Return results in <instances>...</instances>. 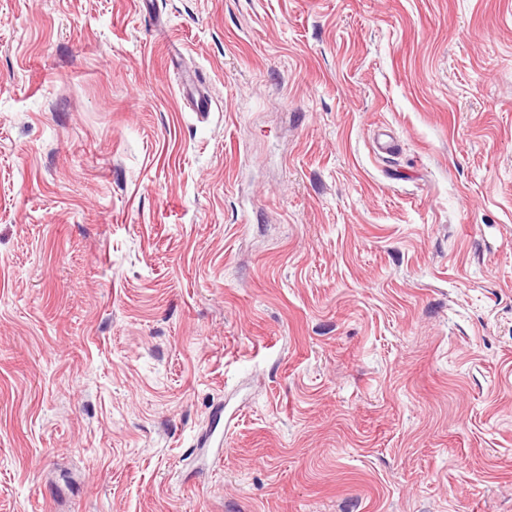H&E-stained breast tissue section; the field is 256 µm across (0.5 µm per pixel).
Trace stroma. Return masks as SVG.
Wrapping results in <instances>:
<instances>
[{
    "label": "stroma",
    "instance_id": "1",
    "mask_svg": "<svg viewBox=\"0 0 512 512\" xmlns=\"http://www.w3.org/2000/svg\"><path fill=\"white\" fill-rule=\"evenodd\" d=\"M0 512H512V0H0Z\"/></svg>",
    "mask_w": 512,
    "mask_h": 512
}]
</instances>
